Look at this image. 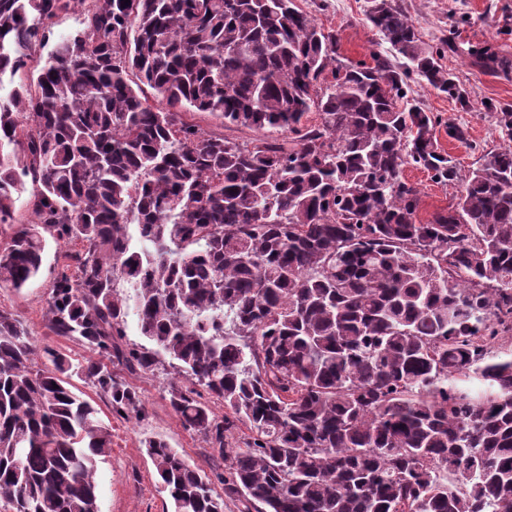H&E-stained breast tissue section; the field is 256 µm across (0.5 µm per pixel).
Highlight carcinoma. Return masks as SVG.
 <instances>
[{
    "label": "carcinoma",
    "mask_w": 512,
    "mask_h": 512,
    "mask_svg": "<svg viewBox=\"0 0 512 512\" xmlns=\"http://www.w3.org/2000/svg\"><path fill=\"white\" fill-rule=\"evenodd\" d=\"M73 5L83 28L29 78ZM365 19L391 55L354 63L296 0H0V76L19 77L0 97V288L67 247L45 316L91 353L40 350L0 310L3 512H99L112 434L70 380L136 416L115 364L167 365L171 409L224 461L212 479L145 441L174 512H512V146L462 172L439 118L398 103L417 79L468 107L441 63L453 34L425 43L400 0ZM493 109L512 138V104ZM407 166L460 195L420 220ZM131 313L149 345L125 341ZM188 119L205 133L224 134V137L239 142L251 141L261 136V133L248 128L233 125L224 126L220 120L208 112H191L188 114Z\"/></svg>",
    "instance_id": "cac0c4a2"
}]
</instances>
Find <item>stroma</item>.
<instances>
[{"label":"stroma","instance_id":"obj_1","mask_svg":"<svg viewBox=\"0 0 512 512\" xmlns=\"http://www.w3.org/2000/svg\"><path fill=\"white\" fill-rule=\"evenodd\" d=\"M325 28L336 30L340 53L351 61L369 60L372 52H387L388 45L376 30L364 22L366 0H298ZM424 41L432 42L458 28L461 51L444 58L443 63L469 95L468 108H460L439 91L422 83H412L409 103L421 106L442 120L464 125L467 143L449 140L439 132L441 148L460 162L462 169L476 167L482 154L511 142L496 124L491 111L498 103L512 104V71L493 72L473 64L469 47L489 45L501 57L512 61V0H402ZM405 178L421 190L420 217L446 208L458 195L461 185L433 182L428 173L406 168ZM46 275L28 288L14 291L0 288V309L6 310L27 328L37 345L68 355L72 360L87 358V351L76 342L51 335L47 329L45 307ZM122 380L138 392L143 404L140 416H121L108 402L80 379H72L73 391L88 400L102 422L112 432V447L99 457L97 476L100 485V512H171V504L156 485L153 464L144 441L160 437L168 441L194 466L207 474L222 470L223 462L214 456L208 443L185 429L166 400L167 380L161 374L120 371Z\"/></svg>","mask_w":512,"mask_h":512}]
</instances>
